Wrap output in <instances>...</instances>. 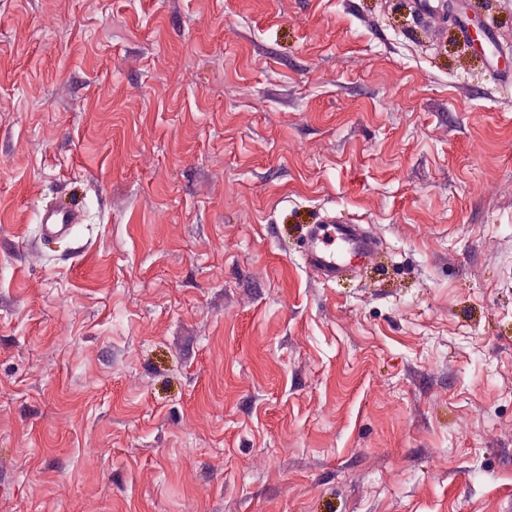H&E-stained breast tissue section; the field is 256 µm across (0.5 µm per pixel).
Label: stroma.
Wrapping results in <instances>:
<instances>
[{
	"label": "stroma",
	"instance_id": "1",
	"mask_svg": "<svg viewBox=\"0 0 512 512\" xmlns=\"http://www.w3.org/2000/svg\"><path fill=\"white\" fill-rule=\"evenodd\" d=\"M504 45L512 0H0V512H512ZM327 212L379 242L330 283ZM82 212L79 207H50L42 211L40 224L47 237L63 235L70 231L73 224H79Z\"/></svg>",
	"mask_w": 512,
	"mask_h": 512
}]
</instances>
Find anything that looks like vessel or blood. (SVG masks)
Segmentation results:
<instances>
[{"mask_svg": "<svg viewBox=\"0 0 512 512\" xmlns=\"http://www.w3.org/2000/svg\"><path fill=\"white\" fill-rule=\"evenodd\" d=\"M82 212L75 206L44 209L40 222L45 236L63 235L80 223ZM378 249L377 239L362 225L340 221L326 214L307 225L302 238L303 260L317 279L331 282L369 261Z\"/></svg>", "mask_w": 512, "mask_h": 512, "instance_id": "1", "label": "vessel or blood"}]
</instances>
